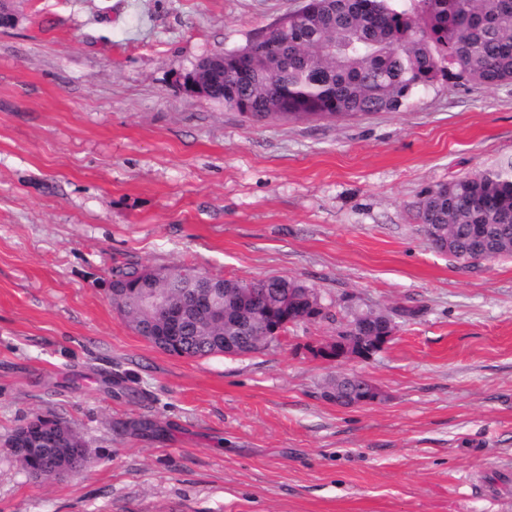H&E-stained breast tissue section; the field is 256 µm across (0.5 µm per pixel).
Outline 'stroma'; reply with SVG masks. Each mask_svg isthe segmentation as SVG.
Returning <instances> with one entry per match:
<instances>
[{
	"label": "stroma",
	"mask_w": 512,
	"mask_h": 512,
	"mask_svg": "<svg viewBox=\"0 0 512 512\" xmlns=\"http://www.w3.org/2000/svg\"><path fill=\"white\" fill-rule=\"evenodd\" d=\"M303 0H16L0 27V512H512V259L435 248L421 191L512 156V83L255 123L179 75ZM316 288L331 319L246 356L168 355L113 308L130 268ZM415 318L399 317L400 309ZM394 314L368 359L309 344ZM359 374L377 404L336 405ZM66 420L51 481L6 444ZM57 425L62 423L65 428V443L45 444L42 448H17L19 442L22 443H45L55 438L59 429L54 424H43L36 420L21 426L10 440L8 447L11 453L23 465L27 473L35 479L52 480L51 473L56 471L57 461L61 456L64 459L68 469L80 471L87 463L85 457V441L73 429L69 423L59 418H51Z\"/></svg>",
	"instance_id": "obj_1"
}]
</instances>
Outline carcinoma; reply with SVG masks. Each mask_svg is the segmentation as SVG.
<instances>
[{
  "mask_svg": "<svg viewBox=\"0 0 512 512\" xmlns=\"http://www.w3.org/2000/svg\"><path fill=\"white\" fill-rule=\"evenodd\" d=\"M417 13L397 11L390 0H306L259 30L238 48L224 51V89L214 101L257 121L279 118H348L397 112L414 93L440 77L455 76L485 87L512 82V0H418ZM417 215L425 232L442 225L454 238L450 255L474 263L512 256V238L499 245V224L512 225V157L472 175L424 189ZM476 224L486 235L472 234ZM231 301L251 288L268 306L280 294L306 284L287 276L249 282L222 279ZM178 300L177 288L147 284L138 269L112 280V305L159 350L178 357L222 353L201 339L228 333L210 320L190 325L181 347L171 349L155 335L159 315L141 309L145 289ZM65 443L13 448L11 453L35 479L51 480L58 459L80 471L87 463L85 441L69 423Z\"/></svg>",
  "mask_w": 512,
  "mask_h": 512,
  "instance_id": "cac0c4a2",
  "label": "carcinoma"
}]
</instances>
